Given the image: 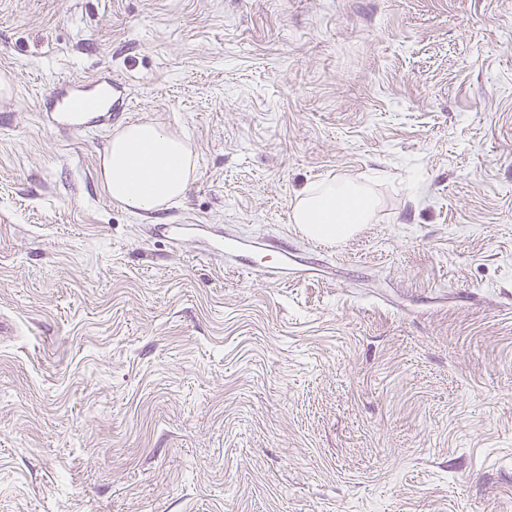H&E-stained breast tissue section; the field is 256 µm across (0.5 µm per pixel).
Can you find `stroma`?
Returning <instances> with one entry per match:
<instances>
[{"mask_svg":"<svg viewBox=\"0 0 512 512\" xmlns=\"http://www.w3.org/2000/svg\"><path fill=\"white\" fill-rule=\"evenodd\" d=\"M0 80V512H512V0H0ZM137 120L197 158L147 219ZM333 178L377 206L316 241ZM50 114L52 123L62 128H80L81 126L90 124L94 119L112 122V115L107 117L105 114H99L97 117L90 118L86 113L82 112L79 106L74 104L73 100H67L60 109ZM79 114L85 117L83 122H75ZM185 141L151 121L127 124L112 135L102 155V190L139 216L182 199L197 171ZM375 205L365 187L334 179L306 191L292 207L293 223L312 239L336 242L370 223ZM266 260L257 262L251 261L248 264H244L245 267H235V269H240L246 273H257L258 275H262L265 277L274 278L278 276L279 279H286L288 281V268L283 267L282 259L280 262L273 261L272 259H268V257L264 258Z\"/></svg>","mask_w":512,"mask_h":512,"instance_id":"stroma-1","label":"stroma"}]
</instances>
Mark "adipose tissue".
<instances>
[{
    "mask_svg": "<svg viewBox=\"0 0 512 512\" xmlns=\"http://www.w3.org/2000/svg\"><path fill=\"white\" fill-rule=\"evenodd\" d=\"M197 171L184 136L150 121L117 130L101 162L104 193L132 213L151 215L182 199ZM375 200L363 186L332 180L309 188L292 208L310 238L334 242L370 223Z\"/></svg>",
    "mask_w": 512,
    "mask_h": 512,
    "instance_id": "1",
    "label": "adipose tissue"
}]
</instances>
